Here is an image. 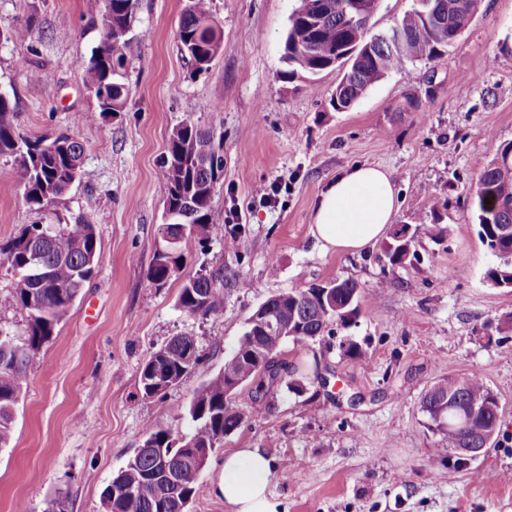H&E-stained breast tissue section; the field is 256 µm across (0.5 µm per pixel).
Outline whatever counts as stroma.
<instances>
[{
    "label": "stroma",
    "instance_id": "stroma-1",
    "mask_svg": "<svg viewBox=\"0 0 512 512\" xmlns=\"http://www.w3.org/2000/svg\"><path fill=\"white\" fill-rule=\"evenodd\" d=\"M298 0H213L222 47L193 71L176 39L185 0H139L128 53L123 111L100 112L84 63L101 38L100 0H0V28L32 26L22 42H0V94L15 105L29 139L70 134L84 145L79 179L49 207L24 202L12 158L0 156V244L30 224H63L97 213L99 264L67 320L34 355L0 447V512H101V494L140 447L148 427L180 438L187 403L236 346L252 311L291 288L351 279L361 315L350 328L284 359L318 360L328 386L280 389L263 402L241 393L250 417L210 456L192 512H230L215 488L224 455L261 448L274 463L276 512H512V288L489 285L492 258L476 227L472 189L481 169L512 142V0H484L438 61H417L373 85L349 110L329 100L341 71L279 80L289 17ZM51 73L32 78L19 65ZM189 121L222 137L224 172L211 204L223 224L237 208V249L223 237L186 236L187 258L164 285L147 277L168 139ZM362 164L391 172L396 224L424 222L411 263L390 266L380 245L323 252L311 235L314 204L328 183ZM279 182L276 207L253 189ZM448 203L437 212V199ZM223 268V308L193 318L177 306L183 282ZM509 330L486 335L487 326ZM197 337L204 357L166 400L143 398L144 359L171 336ZM357 342L360 357L343 344ZM481 375L497 393L498 446L449 469L421 408L430 385Z\"/></svg>",
    "mask_w": 512,
    "mask_h": 512
}]
</instances>
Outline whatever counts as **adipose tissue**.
<instances>
[{"label": "adipose tissue", "instance_id": "adipose-tissue-1", "mask_svg": "<svg viewBox=\"0 0 512 512\" xmlns=\"http://www.w3.org/2000/svg\"><path fill=\"white\" fill-rule=\"evenodd\" d=\"M389 172L368 165L345 170L321 193L312 213V235L324 250L359 251L383 237L397 214ZM272 464L258 448L224 458L218 491L233 512H274L267 489Z\"/></svg>", "mask_w": 512, "mask_h": 512}]
</instances>
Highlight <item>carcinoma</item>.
<instances>
[{
	"mask_svg": "<svg viewBox=\"0 0 512 512\" xmlns=\"http://www.w3.org/2000/svg\"><path fill=\"white\" fill-rule=\"evenodd\" d=\"M348 0H299L293 10L283 45L284 69L280 78L308 81L315 89L317 76L336 68L345 69L331 97V106L342 112L388 74L416 61L442 58L479 13L482 0H446L444 14H429L419 5L395 22L402 33L392 40L387 32L364 28L367 21L353 19L344 7ZM138 0H101L103 36L85 63L86 86L102 112L123 111L128 88L124 70L131 37L137 20ZM181 50L196 71L208 68L222 43L212 13V0H187L176 31ZM15 108L0 95V156L13 159L23 188V198L31 207L50 206L71 187L70 172L81 169L83 144L70 135L51 140H31L21 136L14 124ZM224 158L216 147L214 131L192 123L174 129L167 145L164 175L160 186L165 226L186 228V232L208 240L222 228L211 220L215 185L223 173ZM473 205L478 236L496 262L484 271L485 279L500 288H512V144L502 147L497 157L484 167L473 188ZM414 235L403 241L391 239L382 252L392 266L402 265L413 256ZM100 248L95 213L81 212L74 221L55 229L31 224L7 245H0V259L13 270L16 281L4 303L27 312V340L17 345L8 335H0V447L11 435L12 408L26 380V367L32 354L54 335L74 305L80 287L95 273ZM184 260L183 253L154 254L148 279L164 284L171 270ZM334 291L336 305L322 302L319 287L290 289L269 297L272 307L287 314L289 331L271 330L259 337L270 356L265 368L252 363H235V370L249 387L255 401L275 393L285 385L298 393L306 390L309 377L278 358L288 342L305 345L324 335L330 325L359 317V288L351 279L326 283ZM224 305V273L218 268L199 271L188 277L180 289L177 306L191 317L217 313ZM344 308L346 315L336 311ZM199 347L196 337H171L150 354L140 371L142 394L153 397L147 383L151 358L159 355L180 379L187 366L186 354ZM456 402L473 411L459 419H448L442 403ZM176 414H188L194 423L187 440L198 446L218 448L224 443V430L239 426L247 414L236 399H224V375L217 373L203 382L188 404L171 405ZM422 411L428 415V428L440 436L450 451L448 460L456 468L468 465L457 448H481L486 438L499 432L501 404L485 380L475 374L448 376L428 387L422 397ZM202 470L184 460L183 446H174L171 433L149 428L135 456L122 468L119 477L142 486L141 492L127 499L121 512H188L187 499H195Z\"/></svg>",
	"mask_w": 512,
	"mask_h": 512,
	"instance_id": "1",
	"label": "carcinoma"
}]
</instances>
